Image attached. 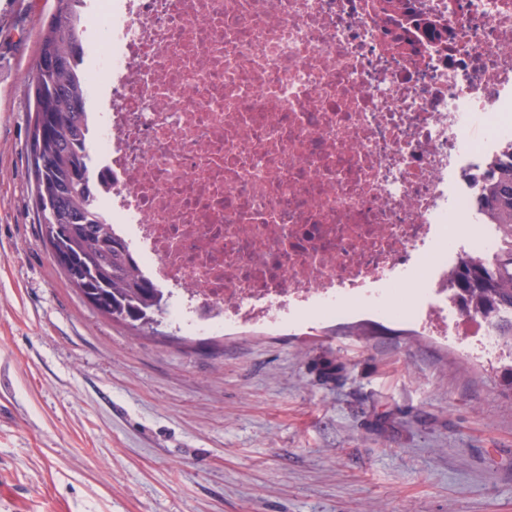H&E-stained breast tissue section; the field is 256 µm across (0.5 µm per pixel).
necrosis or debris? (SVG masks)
I'll return each mask as SVG.
<instances>
[{
	"instance_id": "necrosis-or-debris-1",
	"label": "necrosis or debris",
	"mask_w": 512,
	"mask_h": 512,
	"mask_svg": "<svg viewBox=\"0 0 512 512\" xmlns=\"http://www.w3.org/2000/svg\"><path fill=\"white\" fill-rule=\"evenodd\" d=\"M112 232L195 336L409 306L447 338L512 153V0H96ZM484 131L474 136V119Z\"/></svg>"
}]
</instances>
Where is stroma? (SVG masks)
<instances>
[{"mask_svg": "<svg viewBox=\"0 0 512 512\" xmlns=\"http://www.w3.org/2000/svg\"><path fill=\"white\" fill-rule=\"evenodd\" d=\"M54 0H0V512H512V350L405 319L141 335L40 240L28 76Z\"/></svg>", "mask_w": 512, "mask_h": 512, "instance_id": "35a3bbf8", "label": "stroma"}]
</instances>
